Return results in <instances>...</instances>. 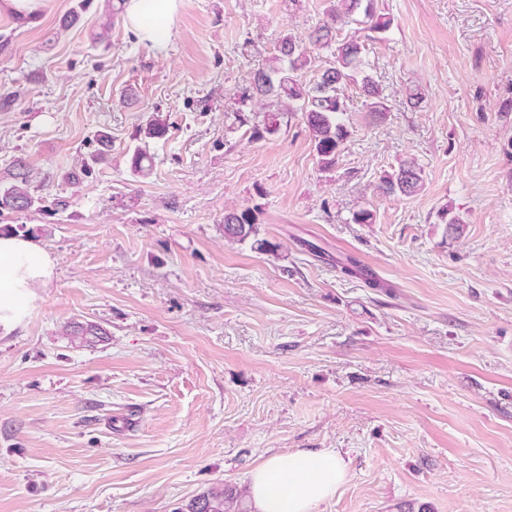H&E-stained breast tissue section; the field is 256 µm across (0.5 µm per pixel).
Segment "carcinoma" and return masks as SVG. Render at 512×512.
Instances as JSON below:
<instances>
[{"label": "carcinoma", "mask_w": 512, "mask_h": 512, "mask_svg": "<svg viewBox=\"0 0 512 512\" xmlns=\"http://www.w3.org/2000/svg\"><path fill=\"white\" fill-rule=\"evenodd\" d=\"M377 0H331L326 20L310 35L313 44L334 47V61L324 68L316 82L308 85L301 81L302 72L311 58L295 37L285 35L278 44L277 54L272 60L253 71L250 84L241 92L244 101L266 98L276 104V109L262 113V119L253 122L242 111H236V120L241 126L251 129L255 139H262L279 132L284 116L301 113L312 134L314 149L321 168L331 169L347 137L344 116L347 112L343 88L356 81L361 72V54L364 45L353 38H338L342 26L350 17L363 12L369 21V29L376 32L387 30L391 19L377 11ZM361 91L365 107L373 116L390 111L379 84L369 75L361 78ZM167 124L159 119L150 120L143 134L147 139H160L167 135ZM11 181L0 187V216L6 213L25 212L45 208L46 198L31 192L30 172L24 160L13 163ZM130 168L137 176H147L153 168L150 154L143 148H136L130 157ZM423 187L421 167L413 161H405L398 168L385 173L380 179L378 190L385 195L412 196ZM256 219L252 210L224 212V238L230 242L243 241L256 233ZM70 335L79 336L85 342L103 335L95 324L73 326ZM189 512H245L241 501L232 494L213 488L189 504Z\"/></svg>", "instance_id": "obj_1"}]
</instances>
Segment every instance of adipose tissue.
I'll use <instances>...</instances> for the list:
<instances>
[{"label":"adipose tissue","instance_id":"1","mask_svg":"<svg viewBox=\"0 0 512 512\" xmlns=\"http://www.w3.org/2000/svg\"><path fill=\"white\" fill-rule=\"evenodd\" d=\"M182 0H128L125 22L140 41L166 44ZM55 259L31 240L0 234V326L17 325L28 311L33 290L47 284ZM349 476L336 449L297 451L267 457L250 473L255 512H314Z\"/></svg>","mask_w":512,"mask_h":512}]
</instances>
